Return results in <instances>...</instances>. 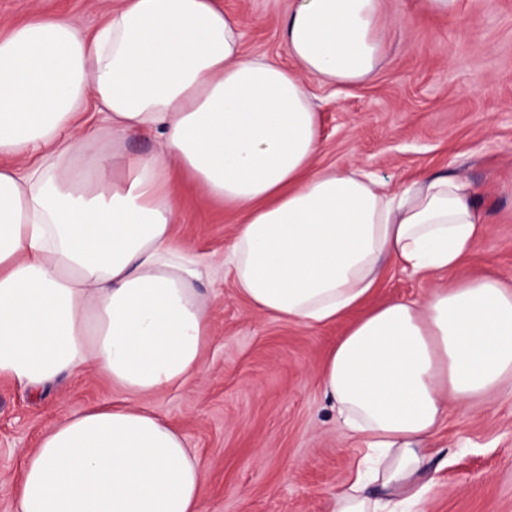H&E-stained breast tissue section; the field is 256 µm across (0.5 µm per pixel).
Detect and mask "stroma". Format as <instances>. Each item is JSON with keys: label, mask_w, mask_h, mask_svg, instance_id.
I'll return each mask as SVG.
<instances>
[{"label": "stroma", "mask_w": 512, "mask_h": 512, "mask_svg": "<svg viewBox=\"0 0 512 512\" xmlns=\"http://www.w3.org/2000/svg\"><path fill=\"white\" fill-rule=\"evenodd\" d=\"M241 16L245 54L287 61L280 37L287 0H222ZM399 19L366 82L320 85L321 166L357 163L399 186L423 172L456 171L481 189L489 225L455 274H487L512 285V0H458L454 16L427 14L422 0H388ZM103 23L101 0H0V34L45 12ZM176 240L200 258L227 253L242 219L191 184L179 191ZM428 280L392 266L368 307L422 297ZM211 342L203 372L148 405L179 429L202 464L203 512H331L329 492L354 466L352 441L336 426L317 371L351 325L305 328L260 315L229 274L204 279ZM93 371L34 395L0 380V512L41 434L65 411L117 400ZM431 466L426 512H512V389L465 407L449 401Z\"/></svg>", "instance_id": "obj_1"}]
</instances>
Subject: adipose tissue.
<instances>
[{"label":"adipose tissue","instance_id":"1","mask_svg":"<svg viewBox=\"0 0 512 512\" xmlns=\"http://www.w3.org/2000/svg\"><path fill=\"white\" fill-rule=\"evenodd\" d=\"M384 0H292L290 64L241 50L218 0H122L93 32L56 16L0 36V378L36 393L89 369L115 402L63 413L26 456L16 512H202V468L147 406L204 369L205 267L176 246L174 180L243 212L220 258L259 314L304 327L362 306L385 264L449 275L353 323L318 373L358 450L332 512H409L435 486L429 448L449 400L512 382V289L452 274L489 233L480 189L425 173L390 189L320 167L305 76L370 78ZM137 136L157 143L124 153Z\"/></svg>","mask_w":512,"mask_h":512}]
</instances>
